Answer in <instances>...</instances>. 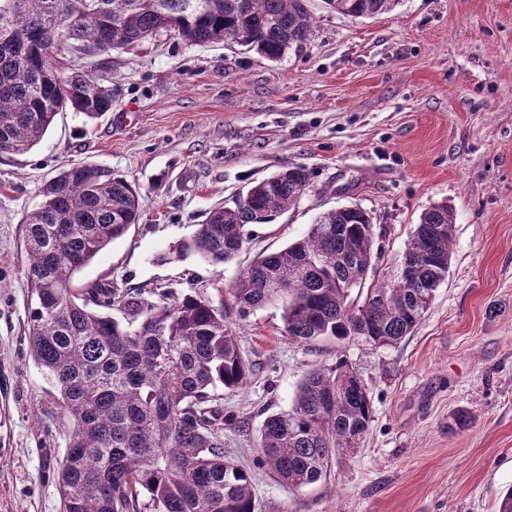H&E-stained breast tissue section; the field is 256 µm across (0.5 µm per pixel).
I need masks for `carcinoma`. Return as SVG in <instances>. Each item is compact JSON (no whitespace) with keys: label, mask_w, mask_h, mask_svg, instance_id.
Instances as JSON below:
<instances>
[{"label":"carcinoma","mask_w":512,"mask_h":512,"mask_svg":"<svg viewBox=\"0 0 512 512\" xmlns=\"http://www.w3.org/2000/svg\"><path fill=\"white\" fill-rule=\"evenodd\" d=\"M325 3L367 18L400 0ZM311 24L306 0H0V153L30 152L61 112L93 121L112 111V81L75 58L99 56L106 70V55L165 32L189 46L230 41L274 62L308 39ZM309 182L293 167L252 183L163 259L224 265L249 225L273 223ZM41 197L23 230L28 352L73 421L58 471L64 512H256L250 476L224 459L219 390L236 391L250 375L224 306L196 290L171 300L75 283L143 211L142 193L112 168L71 164L43 183ZM453 224L446 204L423 212L402 257L407 274L359 301L351 294L372 263V216L355 203L325 210L303 237L243 271L231 288L236 313L274 305L297 342L359 336L395 346L448 278ZM354 375L343 360L313 369L288 411L265 419L258 447L280 482H317L336 452L367 434L372 402Z\"/></svg>","instance_id":"obj_1"}]
</instances>
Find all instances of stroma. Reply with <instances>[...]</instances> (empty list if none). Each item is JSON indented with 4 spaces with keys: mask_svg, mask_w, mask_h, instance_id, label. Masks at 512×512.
Instances as JSON below:
<instances>
[{
    "mask_svg": "<svg viewBox=\"0 0 512 512\" xmlns=\"http://www.w3.org/2000/svg\"><path fill=\"white\" fill-rule=\"evenodd\" d=\"M307 6L312 35L277 62L166 35L116 55L111 112L59 113L30 152L0 154V512H62L72 423L28 353L22 237L44 181L78 162L111 167L145 206L77 284L200 289L217 306L254 259L350 203L374 222L365 285L390 283L420 214L447 204L448 279L396 346L298 343L274 306L235 319L252 375L223 394L224 454L250 474L257 512H495L512 486V0H400L364 19ZM296 166L306 194L253 225L234 261H163L213 206ZM340 358L370 394V429L320 481L286 486L260 460L259 431L307 371ZM460 411L469 426L449 428Z\"/></svg>",
    "mask_w": 512,
    "mask_h": 512,
    "instance_id": "35a3bbf8",
    "label": "stroma"
}]
</instances>
